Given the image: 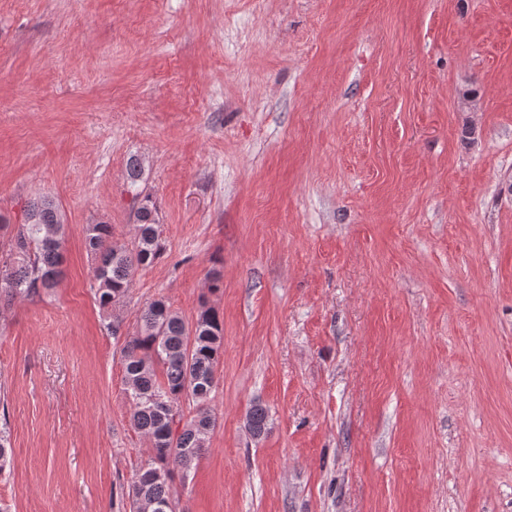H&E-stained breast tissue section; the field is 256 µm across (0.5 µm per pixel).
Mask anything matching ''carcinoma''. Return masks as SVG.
Instances as JSON below:
<instances>
[{
  "mask_svg": "<svg viewBox=\"0 0 512 512\" xmlns=\"http://www.w3.org/2000/svg\"><path fill=\"white\" fill-rule=\"evenodd\" d=\"M136 236L129 246L112 244V225L90 224L85 245L95 261V299L108 312L124 302L136 270L153 265L162 254L155 203L135 193ZM15 243L0 248V299L11 302L58 287L63 264L65 225L52 200H33L24 210ZM140 328L122 349L126 392L131 403L132 426L149 437L152 455L130 484V512L146 504L176 512L172 487L185 481L199 457L206 435L216 424L211 402L217 389L216 370L224 346L219 314L202 309L189 324L158 298L142 310ZM193 404L186 417L181 403ZM246 426L255 438L268 426V412L253 404Z\"/></svg>",
  "mask_w": 512,
  "mask_h": 512,
  "instance_id": "cac0c4a2",
  "label": "carcinoma"
}]
</instances>
